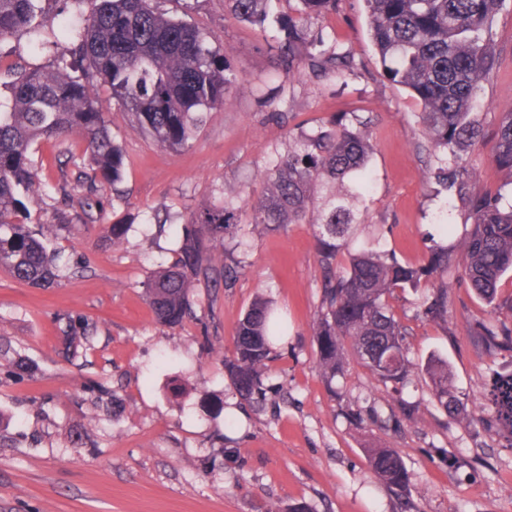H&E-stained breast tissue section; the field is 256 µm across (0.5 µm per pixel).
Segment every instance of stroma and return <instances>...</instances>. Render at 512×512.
<instances>
[{
	"mask_svg": "<svg viewBox=\"0 0 512 512\" xmlns=\"http://www.w3.org/2000/svg\"><path fill=\"white\" fill-rule=\"evenodd\" d=\"M159 6L223 45L242 77L185 151L132 131L124 110L102 97L126 155L119 190L99 188L98 205L72 209L67 225L55 224L53 198L31 203L29 224L52 225L48 248H62L82 269L48 289L0 271V336L36 368L29 380L0 384V512H285L298 502L309 512H512V445L484 427L493 412L483 394L503 359L487 355L469 336L478 319L512 325V308L490 311L461 262L448 270L447 329L418 317L417 295L393 301L411 329L413 362L433 354L447 359L467 404L468 416L458 422H447L418 371L401 396L419 409L402 432L348 420V412L365 414L372 405L389 411L398 395L354 359L342 398L329 393L312 336L320 270L307 224L284 230L245 225L243 275L234 287L197 295L198 314L211 319L209 334L192 321L173 328L155 322L144 283L158 265L173 261L181 224L200 203L260 194L274 151L287 150L289 128L302 122L315 127L353 112L368 125L372 183L359 242L419 263L432 243L458 244L470 227L459 206L451 234L438 226L447 197L425 182L434 159L419 107L381 77L361 0H340L335 14L306 26L308 35H323L354 58L357 70L344 80L307 68L286 77L276 46L290 0H271L261 27L226 15L224 0H160ZM84 11L79 0H53L38 34L23 31L0 42V65H55L65 30L79 29ZM492 40L500 65L482 81L476 113L484 139L466 156L481 188L491 191L502 182L492 161L493 132L502 104L512 102V0L496 15ZM35 157L49 185L82 163L71 140L41 142ZM119 220L133 229L116 249L102 227ZM259 292L275 300L287 331L264 381L266 399L251 405L236 394L223 360ZM68 315L85 316L95 327L90 349L71 362L59 355L60 320ZM180 382L184 393L173 395ZM95 383L124 398L120 416L95 411L88 393ZM217 400L224 413L213 411ZM370 448L399 454L406 491L375 478Z\"/></svg>",
	"mask_w": 512,
	"mask_h": 512,
	"instance_id": "obj_1",
	"label": "stroma"
}]
</instances>
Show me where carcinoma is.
<instances>
[{"label":"carcinoma","instance_id":"cac0c4a2","mask_svg":"<svg viewBox=\"0 0 512 512\" xmlns=\"http://www.w3.org/2000/svg\"><path fill=\"white\" fill-rule=\"evenodd\" d=\"M43 0H0V41L22 30L34 32L44 13ZM86 6L77 41L66 45L56 65L15 76L7 110L0 109V270L34 288H50L64 276L58 252H47L42 233L27 223L29 204L39 190L35 145L41 140L76 139L87 157L77 176L62 174L58 190L67 203L93 206L98 185L117 189L124 176L125 153L112 135L100 107V94L128 111L131 129L164 148L190 146L210 112L224 106L240 72L224 48L211 44L202 30L160 11L158 0H80ZM270 0H224L237 21L263 25ZM298 8L281 22L287 32L279 43L286 75L306 61L312 70L354 73L353 60L324 39L310 40L308 20L336 11V0H297ZM381 75L403 87L421 105L419 122L436 166L427 179L448 191V208L460 201L470 230L459 244L471 288L487 306H503L499 279L512 270V103L502 108L494 132L492 158L503 174L493 193L477 190L476 176L463 162L481 136L473 118L481 81L498 68L490 31L502 0H362ZM82 76L68 72L72 64ZM373 139L367 125L341 115L307 129L297 124L288 150L278 153L263 174L264 192L248 199L249 223L273 230L290 224L312 225L321 269V297L312 331L318 366L330 391L344 375L349 358L359 360L385 387L402 393L412 370L428 377L431 396L447 421L467 416L450 381L448 360L433 355L423 365L408 356V329L390 300L398 291L422 292L419 315L448 330V268L454 249L434 243L425 261L412 264L365 245L339 264L349 250L358 204L370 188L368 164ZM241 206L232 199L198 206L181 225L175 259L149 276L146 301L157 324L176 327L194 318V296L232 287L245 267L238 239ZM128 224H109L106 236L120 246ZM274 301L254 298L233 335L224 372L238 395L259 394L272 360ZM93 326L81 315L62 328L61 357L70 361L90 346ZM474 343L491 355L512 356V327L477 322L469 329ZM0 344V383L24 380L26 362ZM485 399L495 412L497 430L512 441V369L495 373ZM418 405L403 397L387 415L375 414L382 428L398 429L414 419ZM374 475L403 491L408 473L390 448H370Z\"/></svg>","mask_w":512,"mask_h":512}]
</instances>
